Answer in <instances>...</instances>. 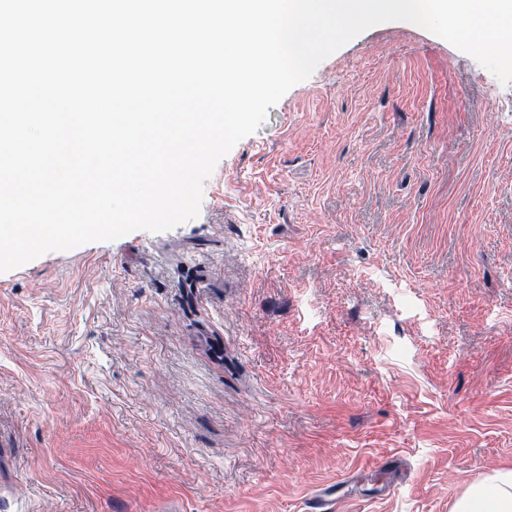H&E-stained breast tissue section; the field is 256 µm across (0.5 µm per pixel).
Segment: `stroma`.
<instances>
[{
  "label": "stroma",
  "mask_w": 512,
  "mask_h": 512,
  "mask_svg": "<svg viewBox=\"0 0 512 512\" xmlns=\"http://www.w3.org/2000/svg\"><path fill=\"white\" fill-rule=\"evenodd\" d=\"M512 467V83L360 33L199 214L0 273V512H451Z\"/></svg>",
  "instance_id": "obj_1"
}]
</instances>
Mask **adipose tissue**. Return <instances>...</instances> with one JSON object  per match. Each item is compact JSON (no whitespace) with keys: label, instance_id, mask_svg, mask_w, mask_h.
Returning <instances> with one entry per match:
<instances>
[{"label":"adipose tissue","instance_id":"1","mask_svg":"<svg viewBox=\"0 0 512 512\" xmlns=\"http://www.w3.org/2000/svg\"><path fill=\"white\" fill-rule=\"evenodd\" d=\"M453 512H512V467L474 475Z\"/></svg>","mask_w":512,"mask_h":512}]
</instances>
